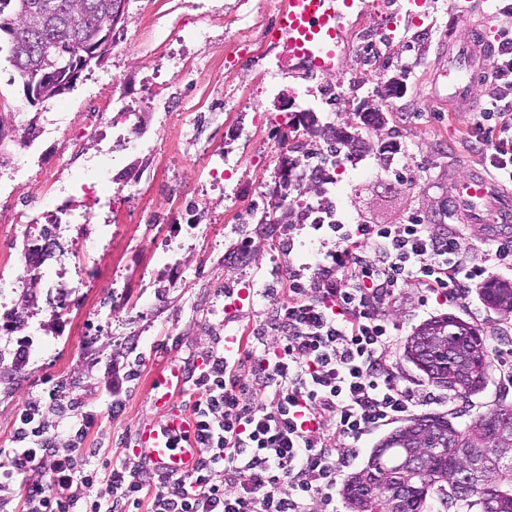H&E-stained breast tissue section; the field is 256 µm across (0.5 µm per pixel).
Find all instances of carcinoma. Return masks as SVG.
I'll list each match as a JSON object with an SVG mask.
<instances>
[{
	"label": "carcinoma",
	"instance_id": "cac0c4a2",
	"mask_svg": "<svg viewBox=\"0 0 512 512\" xmlns=\"http://www.w3.org/2000/svg\"><path fill=\"white\" fill-rule=\"evenodd\" d=\"M39 0H0V51L22 83H31L34 100L47 101L61 94V73L37 67L39 52L16 41L32 25L31 5ZM68 10L45 14L38 30L42 48L64 60L74 54L69 40V15L88 24L103 21L109 0H58ZM13 16H3L9 4ZM306 138L293 149L309 162L307 172H294L286 162L278 167L275 187L270 193L273 206L283 208V224H302L309 213V201L302 195L303 181H328L318 167L327 154L341 153L353 160L368 152L361 134L332 128L330 141L323 140V127L307 120ZM486 305L512 313V283L494 284L482 291ZM405 356L436 387L459 398L482 390L487 382L491 358L487 337L469 323L451 316L430 318L408 336ZM512 416V404L475 417L460 426L446 415H422L406 420L388 433L358 470L342 475L339 494L348 512H382L384 503L398 502V512H512V458L501 457V449L512 448V432L501 435L499 417Z\"/></svg>",
	"mask_w": 512,
	"mask_h": 512
}]
</instances>
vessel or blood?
<instances>
[{
    "mask_svg": "<svg viewBox=\"0 0 512 512\" xmlns=\"http://www.w3.org/2000/svg\"><path fill=\"white\" fill-rule=\"evenodd\" d=\"M360 4L361 0H282L269 36L284 42L290 57L304 58L312 71L333 70L345 43L344 21ZM492 54L491 42L476 26L449 51L448 69L453 73L445 94L449 106H470L475 97L474 78L488 72ZM448 213L468 223L491 222L499 234L512 232V194L477 170L449 184ZM185 383L186 374L178 364L160 373L153 397L158 414L137 431L134 454L159 473L190 472L199 458L194 423L172 402Z\"/></svg>",
    "mask_w": 512,
    "mask_h": 512,
    "instance_id": "obj_1",
    "label": "vessel or blood"
}]
</instances>
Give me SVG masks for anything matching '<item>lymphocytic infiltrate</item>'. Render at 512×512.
<instances>
[{"label":"lymphocytic infiltrate","instance_id":"f902f5d3","mask_svg":"<svg viewBox=\"0 0 512 512\" xmlns=\"http://www.w3.org/2000/svg\"><path fill=\"white\" fill-rule=\"evenodd\" d=\"M491 79L499 87L473 111L465 140L482 168L512 184V32L496 40ZM295 226V233L305 231ZM305 262L287 290L260 283L275 301L268 322L186 368L200 457L189 473L113 463L81 470L59 453L39 406L20 412L16 446L0 466V499L21 492L27 512H338L336 488L363 436L429 401L397 377L389 310L412 285L436 302L512 272V240L467 251L464 225L440 228L415 212L395 224H314ZM47 464L44 484L22 482Z\"/></svg>","mask_w":512,"mask_h":512}]
</instances>
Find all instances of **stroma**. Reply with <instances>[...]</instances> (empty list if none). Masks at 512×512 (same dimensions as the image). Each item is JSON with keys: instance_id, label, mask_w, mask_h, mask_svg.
I'll return each mask as SVG.
<instances>
[{"instance_id": "1", "label": "stroma", "mask_w": 512, "mask_h": 512, "mask_svg": "<svg viewBox=\"0 0 512 512\" xmlns=\"http://www.w3.org/2000/svg\"><path fill=\"white\" fill-rule=\"evenodd\" d=\"M408 0H364V18L349 16L346 28L380 26L378 66L384 77L405 75V94L396 97L387 121L364 130L367 139L399 142L394 163L406 172L395 193L382 182L386 167L369 153L356 165L337 168L331 196L350 222L393 224L414 210L438 211L448 195V178L479 168L478 155L463 137L465 113L449 110L436 99L444 91L441 70L448 46L457 40L448 18L460 6L471 8L473 24L488 37L512 29V15H492L488 0H425L408 10ZM275 19L257 0H129L117 45L102 64L90 65L74 87L43 103H31L23 84L0 53V111L11 114L13 128L0 147V263L7 271L22 266L24 201L40 198L42 206L73 195L72 182L102 181L116 166L130 169L137 186L113 195L112 207L95 209L93 224L112 229L104 251L97 254V273L74 307L65 327L33 316L17 285H9L8 301L24 317L16 336H38L30 354L35 372L11 362L0 363V465L8 463L16 418L24 406L39 403L49 410L50 425L62 417L60 404L74 412L96 411L99 427L81 442L80 461L99 469L133 460L132 445L141 422L155 416L153 380L169 361H201L224 333L248 334L268 317L271 301L254 297L256 283L287 280L281 258L282 236L256 223L262 208L258 189L272 191L284 155L286 113L256 122L249 108L255 88L267 81L263 56L265 32ZM354 49L336 58V67L318 80L306 81L292 71L276 74L285 87L305 90L319 103V88L337 78H356ZM120 86L138 104L136 117L124 123L130 147L103 154L100 140L111 133L112 88ZM58 116L55 133H45L47 118ZM244 127L230 139L229 132ZM157 136L153 154L137 152L138 144ZM230 158L224 185L210 188L209 158ZM191 200L200 201L197 219L204 230L181 252L182 273L175 286L147 287L148 273L159 259L158 244L167 232L166 216ZM123 274V292L114 274ZM234 289L225 298V289ZM421 289H402L391 319L398 338H406L428 317L454 316L493 340L491 355L512 351V316L487 309L479 299L469 304L423 302ZM135 369L119 415L110 412L105 388L106 366ZM55 395H47V385ZM512 404V386L491 370L477 395L423 406L426 414H445L466 422L497 404Z\"/></svg>"}]
</instances>
